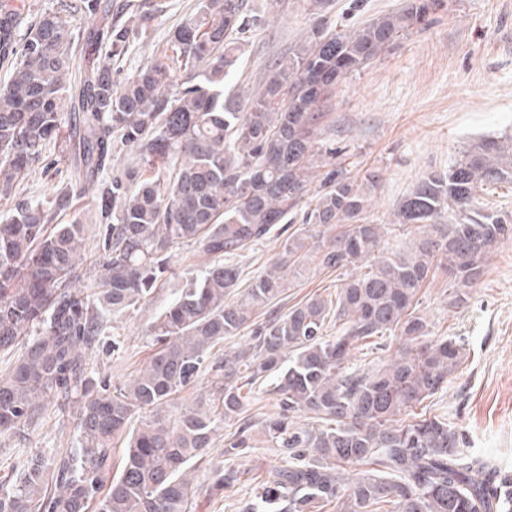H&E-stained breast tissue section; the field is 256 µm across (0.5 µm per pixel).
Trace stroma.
Here are the masks:
<instances>
[{
	"label": "stroma",
	"instance_id": "obj_1",
	"mask_svg": "<svg viewBox=\"0 0 512 512\" xmlns=\"http://www.w3.org/2000/svg\"><path fill=\"white\" fill-rule=\"evenodd\" d=\"M265 20L246 33L235 85L251 89L263 81L275 62L287 55L313 26L308 0H254ZM406 0H331L330 20L352 28L376 16L401 9ZM167 13L154 23L153 42H132L121 64L129 76L151 56L154 43L195 15L202 0H169ZM329 123L322 139L335 149L349 176L365 171L380 175L370 212L387 225L381 243L389 252L402 246V228L392 225L398 201L429 173L447 169L464 142L484 135L512 132V0H448L427 29L413 32L362 72L334 89ZM293 225L277 237L235 257L243 282L265 272L277 260ZM206 259L188 246L175 252L167 283L126 312L108 315L106 332L115 351L99 350L89 368L122 384L147 362L153 318L178 295L187 278L200 273ZM353 267L336 271L307 270L296 278L270 313H285L307 297H335ZM416 309L427 324L429 340L455 338L464 356L445 389L425 401L427 415L445 418L465 431L471 452L494 457L512 469V241L490 256L481 281L463 306L448 304V278L438 276L417 295ZM77 429L65 414L51 410L29 436L0 434V476L11 474L23 458L75 447ZM279 451L258 439L242 464L250 483L217 497L199 494L190 512H242L253 484L281 465Z\"/></svg>",
	"mask_w": 512,
	"mask_h": 512
}]
</instances>
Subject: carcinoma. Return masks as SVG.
Instances as JSON below:
<instances>
[{
    "mask_svg": "<svg viewBox=\"0 0 512 512\" xmlns=\"http://www.w3.org/2000/svg\"><path fill=\"white\" fill-rule=\"evenodd\" d=\"M444 0H407L400 10L348 30L309 0L316 22L250 95L226 90L242 55V35L262 22L245 0H207L133 75L112 79L130 43L147 41L165 0L136 8L112 0H58L18 37L25 5L0 0V201L15 198L23 176L61 158L80 166L45 201L20 202L0 215V349L33 329L9 377L0 378V434L25 438L50 408L69 412L78 446L23 461L6 485L0 512H187L197 493L188 469L206 460L220 422L248 404L242 373L274 380L277 412L247 419L224 441L206 492L234 487L235 465L255 448L254 427L283 454L271 479L254 486L243 512H512V473L467 451L460 429L413 408L444 389L461 358L452 339L426 341L414 306L439 270L449 304L466 303L490 254L512 239V217L474 206L481 191L512 186V133L472 140L446 171L432 172L401 201L393 223L413 227L402 248L378 255L385 225L367 220L379 175L356 181L341 168L324 175L273 266L239 295L240 274L224 258L291 224L313 168L328 166L325 107L333 89L414 29L428 27ZM101 15L75 28L79 14ZM78 65H73V59ZM75 135L57 142L64 114ZM58 146L55 157L49 146ZM133 150L136 165L108 180L114 157ZM97 194L98 259L92 288L76 291L85 227L77 204ZM72 212L67 224L56 216ZM318 240L306 246L311 232ZM187 244L209 259L149 326L148 361L121 385L94 375L90 350L106 346L104 315L152 295L174 252ZM376 260L346 281L337 301L313 295L282 316L256 314L290 287L304 266L333 270ZM338 336L324 339L329 316ZM254 327L256 344L209 359L218 341ZM403 342L372 372L347 366L375 336ZM211 393L171 419L159 408L203 374ZM148 418L128 430L141 414ZM305 415L318 426L301 427ZM125 442L121 462L116 439Z\"/></svg>",
    "mask_w": 512,
    "mask_h": 512,
    "instance_id": "carcinoma-1",
    "label": "carcinoma"
}]
</instances>
